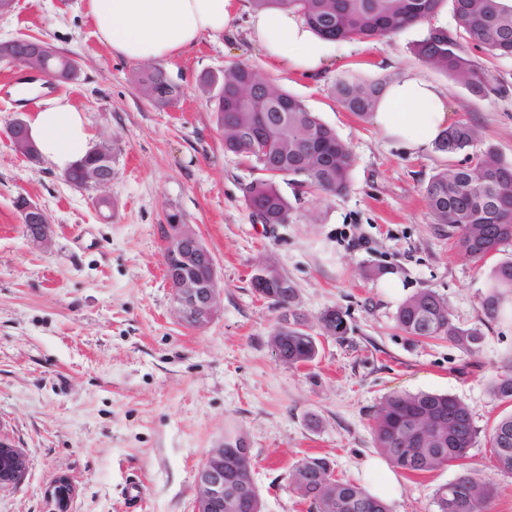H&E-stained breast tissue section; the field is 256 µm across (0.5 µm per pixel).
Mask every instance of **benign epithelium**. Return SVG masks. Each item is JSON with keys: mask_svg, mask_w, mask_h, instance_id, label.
Returning a JSON list of instances; mask_svg holds the SVG:
<instances>
[{"mask_svg": "<svg viewBox=\"0 0 512 512\" xmlns=\"http://www.w3.org/2000/svg\"><path fill=\"white\" fill-rule=\"evenodd\" d=\"M57 51L40 40L31 42L22 38L0 41V57H21L23 66L36 72H44L45 61ZM15 151L29 161L40 160L38 147L27 122L18 119L8 131ZM82 183L95 190L107 188L112 183V171L95 164L79 163ZM24 225L29 240L39 246L51 243L54 227L45 211L31 202L25 210ZM161 235L166 243L165 264H175L181 272L169 271L167 281L173 290V300L179 319L192 327L209 324L216 315L219 289L217 279L210 281L188 273L197 266L215 268L212 253L189 224H163ZM232 448L243 458L251 457L245 439L231 436L207 455L196 474L195 512H224V508L248 512V505L224 500V449ZM28 460L23 451L7 439L0 437V488L18 485L25 476ZM76 493L75 486L65 474L53 480L49 496L54 503L51 512H69Z\"/></svg>", "mask_w": 512, "mask_h": 512, "instance_id": "benign-epithelium-1", "label": "benign epithelium"}]
</instances>
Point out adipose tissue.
<instances>
[{
  "label": "adipose tissue",
  "mask_w": 512,
  "mask_h": 512,
  "mask_svg": "<svg viewBox=\"0 0 512 512\" xmlns=\"http://www.w3.org/2000/svg\"><path fill=\"white\" fill-rule=\"evenodd\" d=\"M238 15L236 0H86L85 16L98 40L128 59L152 62L174 57L202 36L224 31ZM253 39L276 64L311 75L319 72L331 43L295 13H252ZM384 137L410 154L431 147L448 125V99L437 85L409 70L390 82L372 114ZM43 157L67 171L91 149L81 111L56 99L29 117Z\"/></svg>",
  "instance_id": "obj_1"
}]
</instances>
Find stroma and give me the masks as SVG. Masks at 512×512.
<instances>
[{
    "label": "stroma",
    "instance_id": "obj_1",
    "mask_svg": "<svg viewBox=\"0 0 512 512\" xmlns=\"http://www.w3.org/2000/svg\"><path fill=\"white\" fill-rule=\"evenodd\" d=\"M252 11L247 2L223 34L160 61L184 89L162 109L133 85L138 62L97 40L84 0H16L0 15V40H46L81 69L77 83L57 85L19 68L38 84L32 99L0 84V436L28 459L23 481L0 490V512H47L44 491L60 473L76 488L70 512H125L134 480L138 512H193L199 467L224 436L237 434L250 448L263 512H309L292 485L294 466L323 457L335 477L366 485V461L381 456L373 412L393 392L453 395L478 431L464 465L402 476L387 499L393 512H434L436 489L467 469L493 486L490 512H512V473L498 468L488 440L512 412L490 391L512 363V314L490 319L482 306L489 270L512 258V245L482 266L458 251L424 188L460 155L407 154L331 91L344 75L392 81L417 71L446 91L450 123L477 128L474 152L490 148L510 164L512 56L473 51L501 88L485 99L419 57L429 26L455 29L446 4L432 22L388 38L334 41L321 73L306 76L273 64L252 40ZM230 62L254 66L336 131L354 158L347 193L300 195L281 179L280 191L298 200L292 222L253 219L243 188L256 172L225 152L214 103L199 87L204 73ZM56 97L82 111L93 144H112L111 217L50 161H28L10 142L17 118ZM20 197L48 215L49 247L29 242ZM173 213L215 259L218 312L203 328L179 321L165 278L160 226ZM267 260L295 284L309 322L329 308L345 316L346 336L319 337L312 363L294 367L274 355L277 312L251 285ZM376 269L400 277L399 296H386ZM422 288L444 298L455 324L482 332L476 354L397 328L403 300Z\"/></svg>",
    "mask_w": 512,
    "mask_h": 512
}]
</instances>
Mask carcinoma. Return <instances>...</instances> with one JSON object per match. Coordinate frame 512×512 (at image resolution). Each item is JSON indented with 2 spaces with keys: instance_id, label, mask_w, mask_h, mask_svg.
Listing matches in <instances>:
<instances>
[{
  "instance_id": "obj_1",
  "label": "carcinoma",
  "mask_w": 512,
  "mask_h": 512,
  "mask_svg": "<svg viewBox=\"0 0 512 512\" xmlns=\"http://www.w3.org/2000/svg\"><path fill=\"white\" fill-rule=\"evenodd\" d=\"M445 0H252L257 9L282 8L298 14L318 35L330 40L373 41L396 34L437 15ZM455 30L432 27L417 44L425 61L465 86L475 97L497 92L489 73L469 56L475 49L494 55H512V0H451ZM65 69L74 71L70 82L80 79V68L70 59H52L47 73L55 77ZM223 84L214 95L216 126L224 136V150L254 162L263 174L244 187L251 214L263 224H288L295 206L284 196L276 179L329 195L347 191L353 156L335 130L312 112L303 100L274 88L249 66L232 62L216 78ZM133 82L158 108L176 104L182 86L162 69L147 66L137 71ZM386 82L343 78L333 85L341 105L360 118L373 112ZM477 131L458 122L443 131L435 149L455 155L472 147ZM84 160H112V143L93 148ZM430 210L448 235L457 236L460 249L479 263L500 247L512 243V164L488 150L468 154L463 162L434 174L425 186ZM252 285L279 312L273 341L290 365H304L318 354L315 336L297 302V289L272 264L260 265ZM512 294V260L498 263L489 276V291L483 309L489 319L498 317L504 300ZM397 326L409 336L446 337L463 352L475 354L482 342L476 328H463L450 318L447 302L434 290L423 288L407 299L396 315ZM324 336L341 338L347 322L336 309L318 319ZM492 395L512 401V370L499 375L491 385ZM445 422L428 440L416 434L422 424ZM376 447L392 465L408 474L431 472L461 461L477 437L471 411L462 401L431 392L393 393L384 398L373 415ZM491 448L499 467L512 472V414L502 417L490 433ZM292 484L312 512H391L382 499L362 487L332 477L323 457L302 459L291 473ZM224 482L243 491L250 512H262L259 494L245 459L224 460ZM468 485L469 496L456 487ZM493 489L475 472L440 486L435 493V512H489Z\"/></svg>"
}]
</instances>
